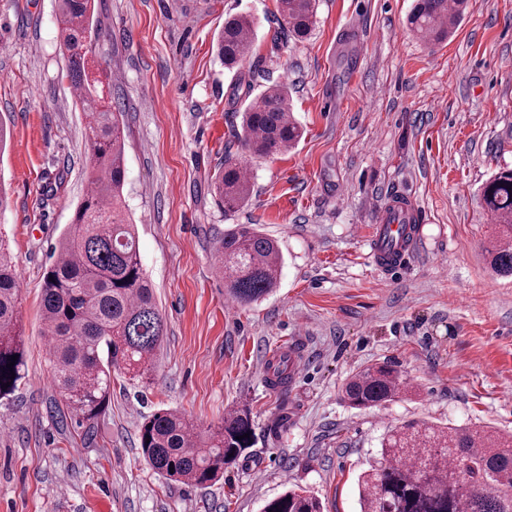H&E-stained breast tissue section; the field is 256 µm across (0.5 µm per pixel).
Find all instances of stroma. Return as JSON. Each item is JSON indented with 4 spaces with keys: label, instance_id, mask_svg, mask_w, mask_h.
Here are the masks:
<instances>
[{
    "label": "stroma",
    "instance_id": "obj_1",
    "mask_svg": "<svg viewBox=\"0 0 512 512\" xmlns=\"http://www.w3.org/2000/svg\"><path fill=\"white\" fill-rule=\"evenodd\" d=\"M415 0H319L303 39L276 0H96L92 45L125 113L124 195L167 331L149 387L112 371L89 436L60 424L41 334L40 288L87 178L88 131L66 78L55 0H0V238L22 279L26 370L0 400V512H260L296 484L324 512H360L357 480L384 435L410 422L512 434V278L494 274L484 184L512 168V0H469L434 44L408 23ZM255 20L253 53L226 69L216 39L230 16ZM287 82L304 129L293 148L251 159L243 211L212 180L240 153L239 111ZM422 214L409 266L370 257L393 196ZM236 224L278 239L276 290L230 303L213 243ZM300 345L299 380H268V353ZM388 362L410 379L371 409L346 380ZM175 408L200 427L250 412L256 442L208 487L167 482L139 447L144 416ZM288 424L269 433L280 413Z\"/></svg>",
    "mask_w": 512,
    "mask_h": 512
}]
</instances>
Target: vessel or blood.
I'll return each instance as SVG.
<instances>
[{"mask_svg": "<svg viewBox=\"0 0 512 512\" xmlns=\"http://www.w3.org/2000/svg\"><path fill=\"white\" fill-rule=\"evenodd\" d=\"M421 215L404 196L392 200L378 217L371 255L377 266L396 273L409 264L413 252L415 224Z\"/></svg>", "mask_w": 512, "mask_h": 512, "instance_id": "vessel-or-blood-1", "label": "vessel or blood"}]
</instances>
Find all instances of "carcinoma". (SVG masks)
<instances>
[{
	"label": "carcinoma",
	"mask_w": 512,
	"mask_h": 512,
	"mask_svg": "<svg viewBox=\"0 0 512 512\" xmlns=\"http://www.w3.org/2000/svg\"><path fill=\"white\" fill-rule=\"evenodd\" d=\"M57 2L66 77L86 114L87 184L45 274L41 312L53 389L69 418L88 433L108 407L112 368L123 367L137 381L151 379L166 322L125 206L124 130L121 112L105 98L110 76L98 72L93 58L94 0ZM276 2L282 26L297 37L308 35L316 0ZM466 5L467 0H417L410 24L421 36L440 40L456 27ZM253 35V21L245 16L224 21L217 45L225 67L234 68L251 53ZM302 136L284 84L268 86L243 110L240 140L253 156L286 151ZM213 193L226 213L239 211L251 197L252 182L230 153L215 175ZM482 201L499 226L488 249L490 266L512 275V169L500 170L486 183ZM282 264L277 241L251 224L236 225L214 246L224 293L240 306L268 296ZM18 296L16 264L0 239V399L17 389L25 366ZM407 392L401 373L383 364L352 376L343 398L350 407L365 409ZM254 441L255 427L244 410L229 413L214 430H203L187 415L161 409L140 428L148 465L168 481L197 487L224 477V467ZM358 496L361 512H512V435L411 422L383 438L375 462L359 476ZM261 512H323V505L304 490L288 488L266 501Z\"/></svg>",
	"instance_id": "carcinoma-1"
}]
</instances>
